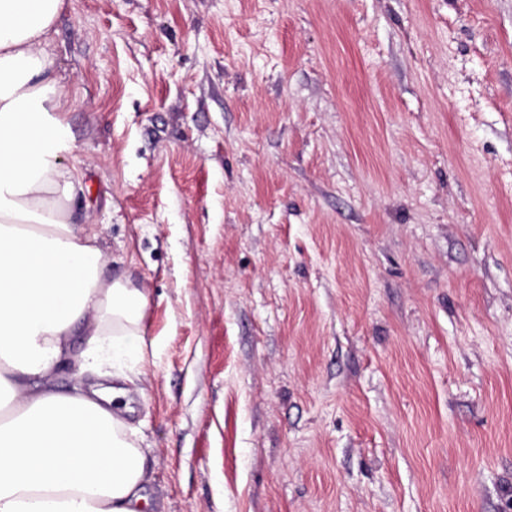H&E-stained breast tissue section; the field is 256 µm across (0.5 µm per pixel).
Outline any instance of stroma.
I'll return each mask as SVG.
<instances>
[{"instance_id":"1","label":"stroma","mask_w":512,"mask_h":512,"mask_svg":"<svg viewBox=\"0 0 512 512\" xmlns=\"http://www.w3.org/2000/svg\"><path fill=\"white\" fill-rule=\"evenodd\" d=\"M48 52L159 512H512V0H63Z\"/></svg>"}]
</instances>
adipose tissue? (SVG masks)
<instances>
[{"label": "adipose tissue", "mask_w": 512, "mask_h": 512, "mask_svg": "<svg viewBox=\"0 0 512 512\" xmlns=\"http://www.w3.org/2000/svg\"><path fill=\"white\" fill-rule=\"evenodd\" d=\"M63 0H0V512H145L147 473L117 400L146 293L105 282L98 234L64 208L68 94L47 51ZM87 337L77 350L73 339ZM74 361L86 390L59 391Z\"/></svg>", "instance_id": "ef3b65f1"}]
</instances>
